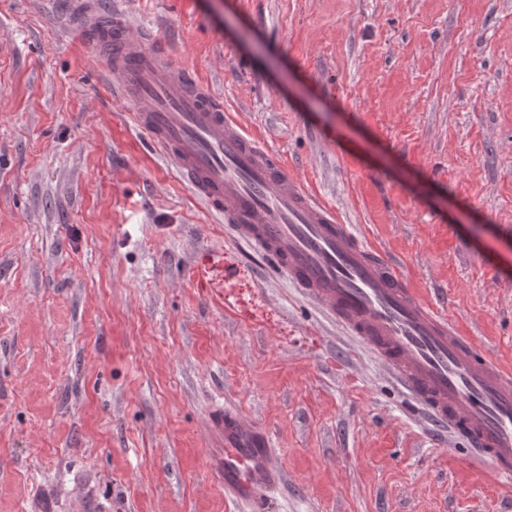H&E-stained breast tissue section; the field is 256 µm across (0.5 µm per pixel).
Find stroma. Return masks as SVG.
Here are the masks:
<instances>
[{
    "instance_id": "stroma-1",
    "label": "stroma",
    "mask_w": 512,
    "mask_h": 512,
    "mask_svg": "<svg viewBox=\"0 0 512 512\" xmlns=\"http://www.w3.org/2000/svg\"><path fill=\"white\" fill-rule=\"evenodd\" d=\"M79 0H0V512H512L388 368L193 194ZM287 174L512 373V0H126ZM235 303L225 311V300ZM207 433L208 447L224 448L219 467L226 500L238 507L256 506L263 490L285 484L283 472L273 465L275 442L266 428L217 405L209 416Z\"/></svg>"
}]
</instances>
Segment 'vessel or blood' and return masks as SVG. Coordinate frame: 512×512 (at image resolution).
<instances>
[{"label":"vessel or blood","mask_w":512,"mask_h":512,"mask_svg":"<svg viewBox=\"0 0 512 512\" xmlns=\"http://www.w3.org/2000/svg\"><path fill=\"white\" fill-rule=\"evenodd\" d=\"M92 8L85 0L91 48L101 51L110 40L119 44L111 58L118 93L194 194L239 238L270 257L291 287L371 350L433 420L511 490L512 377L407 288L389 258L366 246L332 206L289 177L277 156L228 119L223 103L198 79L171 65L149 32L132 35L118 8L111 36H102ZM207 433L210 447L224 451L226 500L254 506L263 490L284 484L266 428L219 405Z\"/></svg>","instance_id":"1"}]
</instances>
